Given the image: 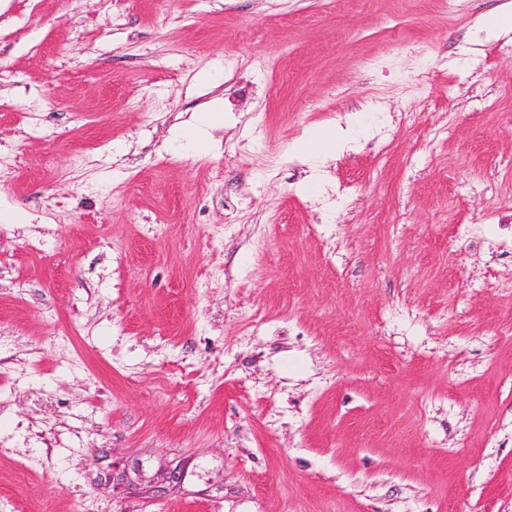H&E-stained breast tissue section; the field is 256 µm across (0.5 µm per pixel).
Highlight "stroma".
I'll return each instance as SVG.
<instances>
[{
	"label": "stroma",
	"instance_id": "1",
	"mask_svg": "<svg viewBox=\"0 0 512 512\" xmlns=\"http://www.w3.org/2000/svg\"><path fill=\"white\" fill-rule=\"evenodd\" d=\"M498 2L0 0V512H512ZM476 26L488 37H500L512 32V2H504L494 13L480 16ZM360 124V116L356 114L346 129L326 126L309 128L293 143L289 154L301 162L330 156L339 146L355 138Z\"/></svg>",
	"mask_w": 512,
	"mask_h": 512
}]
</instances>
